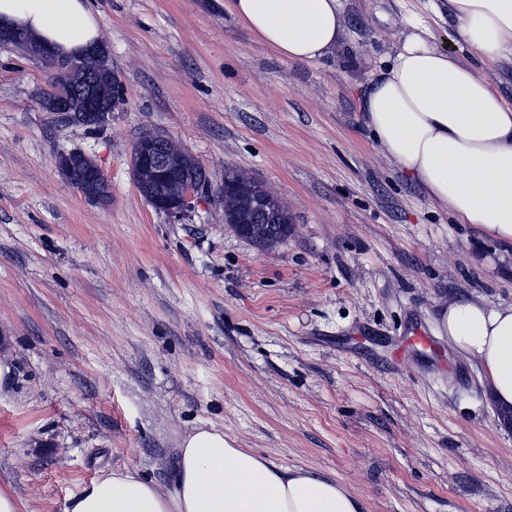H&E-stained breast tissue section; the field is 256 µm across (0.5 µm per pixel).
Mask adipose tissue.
I'll use <instances>...</instances> for the list:
<instances>
[{
    "label": "adipose tissue",
    "mask_w": 512,
    "mask_h": 512,
    "mask_svg": "<svg viewBox=\"0 0 512 512\" xmlns=\"http://www.w3.org/2000/svg\"><path fill=\"white\" fill-rule=\"evenodd\" d=\"M457 34L484 66H512V0H446ZM230 12L284 59L314 62L344 35L340 0H229ZM0 26L26 29L60 55L101 45L93 0H0ZM365 128L399 170L458 224L512 253V98L412 19L361 100ZM449 343L512 409V305L460 297L441 317ZM64 512H366L324 473L278 466L201 425L181 440L174 488L138 472H101Z\"/></svg>",
    "instance_id": "obj_1"
}]
</instances>
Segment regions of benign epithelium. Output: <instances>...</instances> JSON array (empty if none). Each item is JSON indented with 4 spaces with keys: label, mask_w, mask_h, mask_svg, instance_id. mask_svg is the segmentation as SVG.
<instances>
[{
    "label": "benign epithelium",
    "mask_w": 512,
    "mask_h": 512,
    "mask_svg": "<svg viewBox=\"0 0 512 512\" xmlns=\"http://www.w3.org/2000/svg\"><path fill=\"white\" fill-rule=\"evenodd\" d=\"M34 55L54 67L82 70L85 55H57L38 47ZM112 94L106 80L99 73H84L81 79L53 90L50 102L53 110L64 121H69V105L82 103L88 112L87 123L104 120L112 109ZM190 152L172 137L155 131L142 133L133 143L129 156V170L136 188L157 189L159 193L145 200L156 211L179 217L192 208L200 195L208 192L210 184L205 168L193 169ZM55 166L65 180L87 201L101 203L112 196V187L101 167L90 156L81 152L61 153ZM236 190L220 193L224 221L239 238L261 252H272L288 241L294 226L287 223L288 205L276 193L256 179L250 172L226 167Z\"/></svg>",
    "instance_id": "benign-epithelium-1"
}]
</instances>
